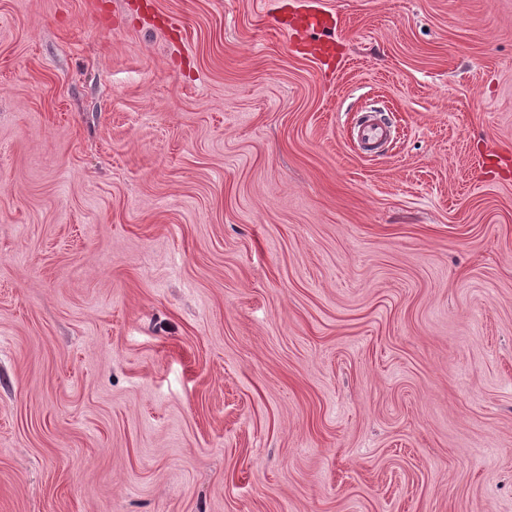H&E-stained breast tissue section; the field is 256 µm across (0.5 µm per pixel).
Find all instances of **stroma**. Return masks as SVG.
Masks as SVG:
<instances>
[{
	"label": "stroma",
	"mask_w": 512,
	"mask_h": 512,
	"mask_svg": "<svg viewBox=\"0 0 512 512\" xmlns=\"http://www.w3.org/2000/svg\"><path fill=\"white\" fill-rule=\"evenodd\" d=\"M307 2L0 0V512H512V0Z\"/></svg>",
	"instance_id": "35a3bbf8"
}]
</instances>
